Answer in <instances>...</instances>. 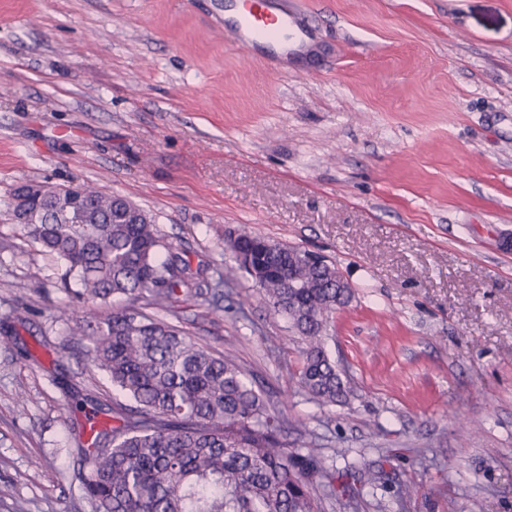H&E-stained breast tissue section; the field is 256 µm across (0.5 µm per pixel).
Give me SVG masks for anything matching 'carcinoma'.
Here are the masks:
<instances>
[{
  "instance_id": "1",
  "label": "carcinoma",
  "mask_w": 512,
  "mask_h": 512,
  "mask_svg": "<svg viewBox=\"0 0 512 512\" xmlns=\"http://www.w3.org/2000/svg\"><path fill=\"white\" fill-rule=\"evenodd\" d=\"M23 228L63 265L85 302L114 294L145 300L133 312L87 317L73 328L87 341L91 368L136 403L113 402L110 428L90 414L82 486L94 512H318L333 498V462L308 444L288 449L284 418L236 360L152 313L220 293L142 209L75 186L42 196ZM253 261L276 270L255 286L303 341L301 389L321 404L347 402L351 387L325 340L352 290L337 287L336 267L311 262L305 250L269 243Z\"/></svg>"
}]
</instances>
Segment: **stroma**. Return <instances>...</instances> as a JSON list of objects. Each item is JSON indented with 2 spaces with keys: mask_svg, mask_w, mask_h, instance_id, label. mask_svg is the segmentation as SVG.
Wrapping results in <instances>:
<instances>
[{
  "mask_svg": "<svg viewBox=\"0 0 512 512\" xmlns=\"http://www.w3.org/2000/svg\"><path fill=\"white\" fill-rule=\"evenodd\" d=\"M225 0H0V512H91L76 395L111 404L85 304L12 219L23 182L146 210L223 275L187 337L235 357L336 465L324 512H512V0H276L304 48H241ZM311 250L354 291L328 350L354 395L298 385L302 344L228 234ZM414 486L403 505L367 475Z\"/></svg>",
  "mask_w": 512,
  "mask_h": 512,
  "instance_id": "stroma-1",
  "label": "stroma"
}]
</instances>
